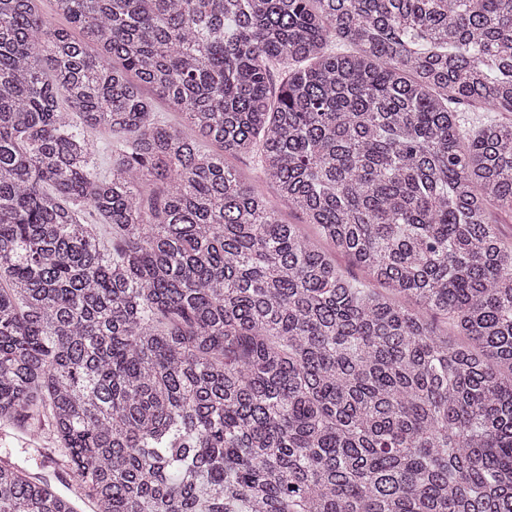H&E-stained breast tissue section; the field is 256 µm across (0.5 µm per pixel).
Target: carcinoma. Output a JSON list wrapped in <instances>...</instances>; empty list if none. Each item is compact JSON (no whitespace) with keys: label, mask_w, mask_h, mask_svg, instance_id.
<instances>
[{"label":"carcinoma","mask_w":512,"mask_h":512,"mask_svg":"<svg viewBox=\"0 0 512 512\" xmlns=\"http://www.w3.org/2000/svg\"><path fill=\"white\" fill-rule=\"evenodd\" d=\"M39 2L0 0V428L94 512H512V0ZM0 512L76 501L0 454ZM229 164L236 167L241 175L242 180L248 185H258L265 192L267 200L271 208L278 214L286 224H304L305 216L297 211L288 210L273 185L265 183L262 179L260 169L254 160L243 154H228L225 156Z\"/></svg>","instance_id":"cac0c4a2"}]
</instances>
